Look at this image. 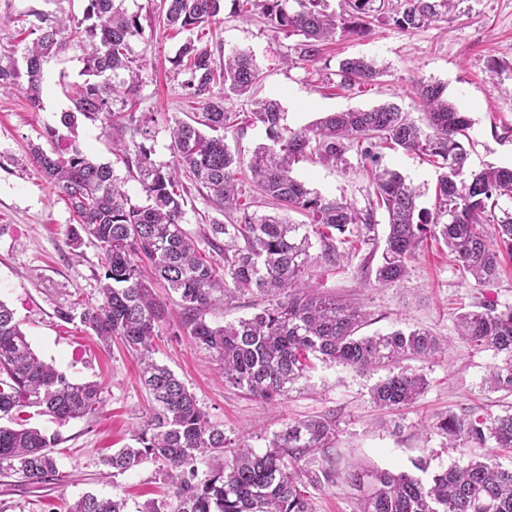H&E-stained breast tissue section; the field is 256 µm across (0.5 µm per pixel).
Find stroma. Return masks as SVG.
Returning <instances> with one entry per match:
<instances>
[{
	"label": "stroma",
	"instance_id": "35a3bbf8",
	"mask_svg": "<svg viewBox=\"0 0 512 512\" xmlns=\"http://www.w3.org/2000/svg\"><path fill=\"white\" fill-rule=\"evenodd\" d=\"M159 0H127L139 13L143 35L132 44L137 112L155 117L151 159L172 163L169 127L174 120L200 111L197 100L182 88L183 73L174 63L184 38L159 27ZM84 0H0V58L20 56L31 42L35 12L81 16ZM195 38L213 49L251 52L260 70L258 94L280 100L286 126L312 124L328 112L367 109L385 102L399 104L411 119L423 122L411 86L419 80L446 84L449 98L471 119L469 167L512 166V0H456L446 20L406 32L387 21L374 22L363 37L343 36L328 45L315 63L288 62L294 38L270 28L264 19L245 22L224 0L217 23L195 29ZM85 48L70 41L65 52L44 66L40 107L22 92L0 94V300L14 310L33 349L72 379L97 382L102 407L98 414L58 423L34 416L32 425L58 431L55 456L62 475L48 486L31 485L9 472L0 473V512H67L88 492L125 499L126 512H139L150 500L168 499L171 490L161 464L148 462L124 474L106 476L104 456L129 444L142 427L149 396L139 379L136 355L120 341L103 344L80 321L56 315L62 305L79 308L96 303L102 256L91 242L72 248L68 230L72 212L29 159L31 145L51 151L78 144L100 161L112 158L111 145L99 124L79 122L65 128L60 118L71 106L67 84L80 81ZM372 57L386 67L374 84L358 92L338 87L334 71L339 60ZM381 163L398 170L420 192L419 204L432 208L435 168L403 150L385 149ZM298 179L322 195L344 198L365 207L373 192L356 150L331 167L307 158L295 167ZM386 222L376 226L372 244L353 250L338 245L335 262L321 261L320 241L311 253L305 278L319 293L363 307L370 336L398 328L421 329L446 338L445 349L430 360L410 366L429 385L416 404L396 413L380 411L370 392L382 377L338 363L316 362L306 380L278 406L225 385L207 350L197 347L179 325L177 297H164L169 312L155 339L158 363L169 367L191 391L208 419L228 438L247 439L264 450L275 432L292 421L333 414L337 447L345 459L378 469H412L426 459L431 471L447 469L459 459L448 451L447 439L434 427L438 418L479 409L491 416L512 410V395L491 391L490 368L501 361L494 351L458 336L456 319L484 302L512 306V261H504L493 280L477 285L459 268L447 247L429 239L409 263L406 278L391 286L375 281L381 261Z\"/></svg>",
	"mask_w": 512,
	"mask_h": 512
}]
</instances>
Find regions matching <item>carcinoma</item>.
<instances>
[{"mask_svg":"<svg viewBox=\"0 0 512 512\" xmlns=\"http://www.w3.org/2000/svg\"><path fill=\"white\" fill-rule=\"evenodd\" d=\"M126 0H87L83 18L67 27L64 20L35 13L36 37L22 49L24 67L13 58L0 60V93L20 90L37 107L43 93V64L60 54L64 31L85 43L82 75L68 86L72 107L61 124L73 128L83 118L102 125L112 141V155L135 178L145 196L132 202L110 162H98L72 145L50 153L35 145L33 164L66 200L76 224L69 240L78 248L84 239L104 256L99 279L100 299L80 312V322L99 339L112 338L140 354L142 379L152 398L151 414L125 446L105 464L117 474L147 462H161L174 486L173 500L151 502L141 512H313L307 487L348 486L356 492L358 512H512V468L489 456H470L425 480L428 464L420 459L413 469H371L344 461L336 448V417L314 416L294 421L272 435L265 451L255 452L243 439L234 441L212 423L195 396L167 367L152 359L158 323L167 309L151 291L142 263L153 279L178 295L182 326L193 342L219 363L224 383L276 405L298 385L311 359L334 362L363 371L384 369L388 375L371 389L381 410L414 403L426 390L424 374L402 366L410 359L428 360L443 349L445 340L425 330L401 329L360 336L367 313L348 302L321 295L302 279L314 261L310 234H315L329 258L336 238L368 243L386 214L388 232L375 279L381 285L401 281L408 263L429 238L443 242L476 284L497 274L502 259L512 260V209L496 214L500 198L512 199V167L467 170L463 140L471 120L448 100L446 85L420 80L413 93L425 112L420 126L396 104L370 109L330 112L297 129L283 124L280 102L256 98L260 72L253 55L234 50L219 66L214 51L190 37L193 30L217 22L221 0H160L158 21L178 34L187 32L174 60L186 76L185 94L201 103L202 111L170 128L173 163L156 166L145 142L153 138L154 119H135L130 112L112 111L113 98L133 94L131 43L142 36L140 16L125 7ZM246 20L261 12L273 29L288 37L301 61H315L329 38L340 34L363 36L371 20L383 17L403 31L419 29L448 16L453 0H346L341 15L327 9L325 0H233ZM384 69L371 58L347 57L335 76L343 89H358L376 81ZM231 96L251 98V121L265 127L268 142L255 147L249 159L231 151L226 134L238 126L237 113L224 108ZM135 152L127 151L126 139ZM369 164L374 198L364 209L343 198H329L307 188L293 176L303 158L316 156L327 164L343 162L348 145ZM388 146L421 154L439 169L434 208L418 205L417 188L397 170L379 162L377 149ZM250 172L259 193L281 208L300 209L311 218L312 233H300L277 213H258L241 200L238 174ZM205 188L209 201L229 222L215 220L194 232L185 224V195ZM494 225L490 234L485 225ZM205 247H200V244ZM259 292L269 305L250 318L213 325L205 315L237 293ZM460 336L503 355L502 364L488 377L494 391L512 393V306L483 304L458 318ZM101 405L96 382H75L42 361L14 312L0 300V468L40 485L59 481L56 448L62 441L27 426L25 413L56 420L81 418ZM434 428L448 436V448L512 449V413L488 418L472 410L464 417L439 419ZM213 462L201 478L197 463ZM69 512H125V500L86 493Z\"/></svg>","mask_w":512,"mask_h":512,"instance_id":"obj_1","label":"carcinoma"}]
</instances>
